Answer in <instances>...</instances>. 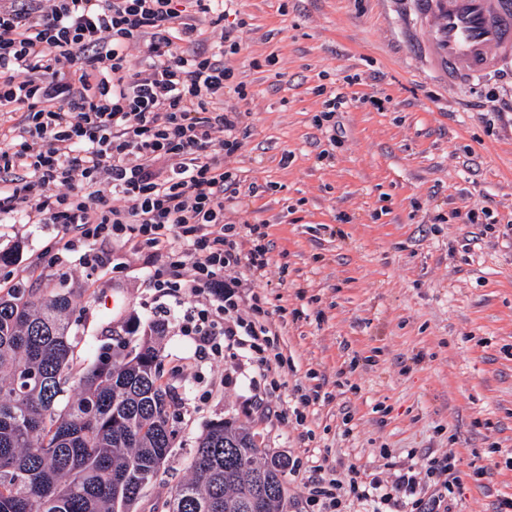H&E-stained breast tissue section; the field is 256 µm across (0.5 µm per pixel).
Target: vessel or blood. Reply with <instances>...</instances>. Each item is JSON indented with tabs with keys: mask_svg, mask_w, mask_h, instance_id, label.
<instances>
[{
	"mask_svg": "<svg viewBox=\"0 0 512 512\" xmlns=\"http://www.w3.org/2000/svg\"><path fill=\"white\" fill-rule=\"evenodd\" d=\"M412 50L440 80L461 85L512 59V0H414Z\"/></svg>",
	"mask_w": 512,
	"mask_h": 512,
	"instance_id": "vessel-or-blood-1",
	"label": "vessel or blood"
}]
</instances>
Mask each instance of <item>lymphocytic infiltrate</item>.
<instances>
[{
  "label": "lymphocytic infiltrate",
  "mask_w": 512,
  "mask_h": 512,
  "mask_svg": "<svg viewBox=\"0 0 512 512\" xmlns=\"http://www.w3.org/2000/svg\"><path fill=\"white\" fill-rule=\"evenodd\" d=\"M224 18V0H0V223L63 225L74 232L67 249L93 267L111 263L112 241L167 255L146 283L171 298L163 314L197 357L235 348L273 374L283 355L251 289L270 266L266 234L224 221L237 195L224 156L239 146L240 118L224 109L231 70L208 36ZM243 235L255 240L245 254ZM424 475L436 490L428 502L417 496ZM460 486L448 454L421 474L370 472L315 493L328 512L345 490L394 508L412 495L437 512Z\"/></svg>",
  "instance_id": "obj_1"
}]
</instances>
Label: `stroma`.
Wrapping results in <instances>:
<instances>
[{"instance_id":"obj_1","label":"stroma","mask_w":512,"mask_h":512,"mask_svg":"<svg viewBox=\"0 0 512 512\" xmlns=\"http://www.w3.org/2000/svg\"><path fill=\"white\" fill-rule=\"evenodd\" d=\"M240 48L225 111L241 115L224 158L232 224L265 227L271 266L255 284L286 364L224 381L232 351L194 358L176 324L157 342L178 396L175 448L136 512L188 478L190 451L228 420L288 456V512H318L313 474L424 464L454 452L452 512H494L512 495V62L447 85L413 56L412 0H234ZM337 143L320 125L331 94ZM488 210L480 223L469 211ZM58 224H0V287L71 295L77 367L155 324L146 288L163 257L116 248L87 268ZM326 395L297 423L295 386Z\"/></svg>"}]
</instances>
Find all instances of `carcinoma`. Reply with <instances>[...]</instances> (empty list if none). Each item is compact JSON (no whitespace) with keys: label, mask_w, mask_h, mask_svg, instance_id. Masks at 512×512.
I'll use <instances>...</instances> for the list:
<instances>
[{"label":"carcinoma","mask_w":512,"mask_h":512,"mask_svg":"<svg viewBox=\"0 0 512 512\" xmlns=\"http://www.w3.org/2000/svg\"><path fill=\"white\" fill-rule=\"evenodd\" d=\"M64 291L0 295V512H131L174 448L175 398L162 382L155 334L126 355L104 348L74 368ZM73 386L77 397L59 410ZM289 461L220 420L191 457V477L165 512H287Z\"/></svg>","instance_id":"obj_1"}]
</instances>
